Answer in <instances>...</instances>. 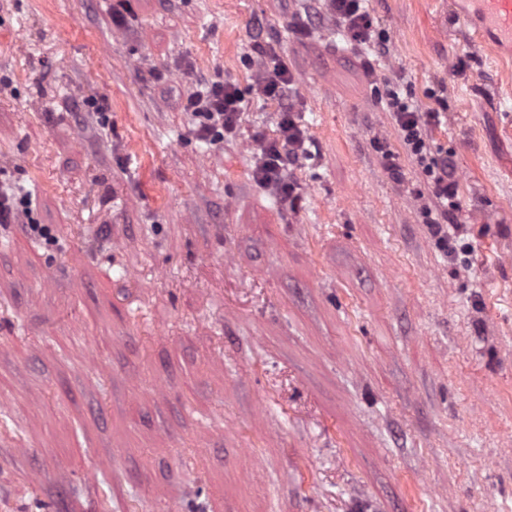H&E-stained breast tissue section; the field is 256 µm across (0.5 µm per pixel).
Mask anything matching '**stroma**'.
Here are the masks:
<instances>
[{
    "label": "stroma",
    "mask_w": 512,
    "mask_h": 512,
    "mask_svg": "<svg viewBox=\"0 0 512 512\" xmlns=\"http://www.w3.org/2000/svg\"><path fill=\"white\" fill-rule=\"evenodd\" d=\"M461 6L366 0L379 56L325 0H0V186L48 228L0 224V512H512V56ZM258 39L293 205L251 176ZM214 82L216 144L182 109ZM393 87L439 110L455 223ZM293 79L288 67L282 63L265 66L258 80V91L267 98L283 102L279 122V134L274 139H267L258 134L254 140L258 144L252 169L256 183L276 195L284 202L294 204L297 197V187L290 180V166L305 154L306 137L304 130L296 122L291 104L288 102V87ZM241 98L235 87L227 82L212 83L205 90L192 92L182 104L185 112L203 119L194 130L202 140L219 142L224 140V133H233L242 112ZM387 100L401 141L421 168L435 203L437 218H431L428 224L454 222L460 208L455 168L447 151L436 154L432 151L427 130L439 112H418L395 89L388 91Z\"/></svg>",
    "instance_id": "obj_1"
}]
</instances>
